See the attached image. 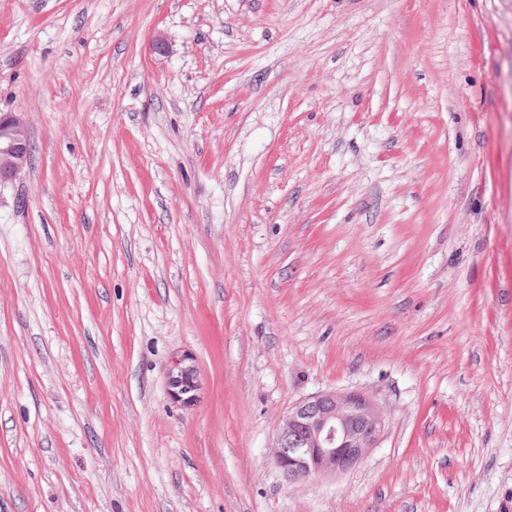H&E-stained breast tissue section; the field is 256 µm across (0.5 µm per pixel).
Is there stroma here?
I'll return each mask as SVG.
<instances>
[{
    "label": "stroma",
    "mask_w": 512,
    "mask_h": 512,
    "mask_svg": "<svg viewBox=\"0 0 512 512\" xmlns=\"http://www.w3.org/2000/svg\"><path fill=\"white\" fill-rule=\"evenodd\" d=\"M0 112V512H512V0H0ZM34 146L20 112L0 113V186L13 182L32 163ZM189 358L176 359L170 366L167 379L172 396L185 405L191 404L195 399L196 374L193 365L185 364ZM384 427L382 412L366 395L317 393L289 407L280 418L272 447L274 463L288 485L336 478L364 459Z\"/></svg>",
    "instance_id": "1"
}]
</instances>
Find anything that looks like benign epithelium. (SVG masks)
Returning a JSON list of instances; mask_svg holds the SVG:
<instances>
[{
	"mask_svg": "<svg viewBox=\"0 0 512 512\" xmlns=\"http://www.w3.org/2000/svg\"><path fill=\"white\" fill-rule=\"evenodd\" d=\"M34 146L19 112L0 113V186L32 163ZM197 371L177 359L167 379L172 396L195 399ZM385 427L377 405L358 392H321L295 403L282 415L274 440V463L288 484L336 478L357 466L375 447Z\"/></svg>",
	"mask_w": 512,
	"mask_h": 512,
	"instance_id": "benign-epithelium-1",
	"label": "benign epithelium"
}]
</instances>
